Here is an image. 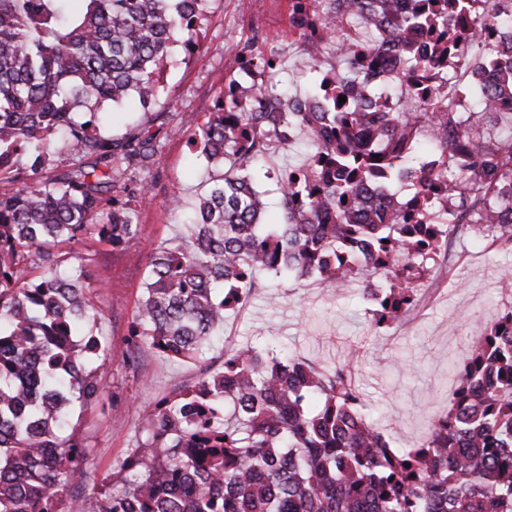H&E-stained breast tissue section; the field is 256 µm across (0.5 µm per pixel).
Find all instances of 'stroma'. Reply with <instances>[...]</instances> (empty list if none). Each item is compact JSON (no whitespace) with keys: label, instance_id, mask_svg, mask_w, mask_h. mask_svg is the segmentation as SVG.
I'll return each instance as SVG.
<instances>
[{"label":"stroma","instance_id":"35a3bbf8","mask_svg":"<svg viewBox=\"0 0 512 512\" xmlns=\"http://www.w3.org/2000/svg\"><path fill=\"white\" fill-rule=\"evenodd\" d=\"M288 30V0H210L198 50L188 56L174 47L164 70L166 90L152 110L131 104L104 114L103 128L112 138L153 137L155 152L144 171L152 199L138 209L135 239L115 249L88 236L64 266L70 273L89 264V298L103 314L101 330L112 350L96 364L103 398L71 418V431L89 450L88 477L68 489L63 512H81L85 498L135 447L154 400L194 385L203 374L222 371L225 355L246 343L271 341L314 364H349L354 384L380 412L392 446L409 447L448 406L449 359L459 357L466 336L492 324L503 309L500 281L505 270H512V251L486 249L471 233L443 247L421 282L425 301L392 328L375 326L360 282L331 295L317 278L281 280L261 271V287L246 309L226 313L206 363L180 362L145 349L130 360L129 329L144 294L151 250L184 231L185 215L173 210L171 197L180 195L185 207H192L221 174L192 150L189 140L212 111L240 43L251 38L260 51L281 48L282 86L301 93L310 87L309 60L291 46Z\"/></svg>","mask_w":512,"mask_h":512}]
</instances>
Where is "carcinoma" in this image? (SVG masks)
<instances>
[{"instance_id": "carcinoma-1", "label": "carcinoma", "mask_w": 512, "mask_h": 512, "mask_svg": "<svg viewBox=\"0 0 512 512\" xmlns=\"http://www.w3.org/2000/svg\"><path fill=\"white\" fill-rule=\"evenodd\" d=\"M289 0V31L315 63L303 95L277 89L278 51L247 40L231 67L271 81L245 97L234 78L191 141L224 167L192 208L186 233L152 251L130 336L187 362L203 359L232 302L258 287L255 272L315 276L339 292L390 270L376 324H398L419 282L463 224L485 248L512 250V0ZM209 0H0V512H57L86 475L88 449L66 433L75 406L104 394L90 362L107 341L88 299L90 270L61 272L59 247L88 234L118 248L139 232L152 186L139 181L152 138L118 141L100 109L131 98L148 110L164 88L156 70L183 42L192 51ZM474 54L454 90L437 82L456 46ZM400 63L395 84L429 87L417 101L365 75ZM328 55L342 68L316 67ZM484 66L506 79L485 84ZM347 101L342 103L339 96ZM306 159L276 173L280 222L252 167L288 149ZM78 165L39 174L56 153ZM30 155L29 167L20 164ZM129 173V199L104 197ZM396 182L412 185L399 199ZM40 274L25 276L27 268ZM450 364L455 391L410 448H394L369 417L349 366L269 356L247 345L224 371L151 407L140 439L82 512H512V308Z\"/></svg>"}]
</instances>
